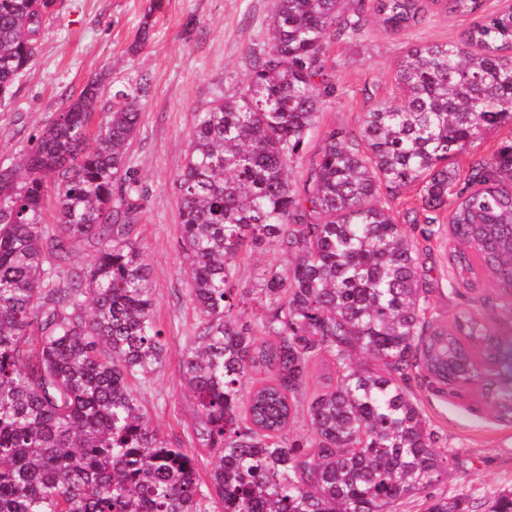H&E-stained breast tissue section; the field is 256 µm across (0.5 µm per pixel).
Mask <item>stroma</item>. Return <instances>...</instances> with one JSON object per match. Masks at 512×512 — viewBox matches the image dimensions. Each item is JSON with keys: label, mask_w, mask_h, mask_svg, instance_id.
I'll return each instance as SVG.
<instances>
[{"label": "stroma", "mask_w": 512, "mask_h": 512, "mask_svg": "<svg viewBox=\"0 0 512 512\" xmlns=\"http://www.w3.org/2000/svg\"><path fill=\"white\" fill-rule=\"evenodd\" d=\"M55 8L33 65L0 104V168L12 165L55 118L62 91H80L91 78L108 74L98 105L105 112L116 92L147 78L139 99L141 122L128 151V186L141 204L131 237L149 264L155 319L166 350L155 371L132 382L131 390L151 423L195 454L205 484L215 458L196 438L197 407L183 385V359L193 343L198 314L189 300L190 280L178 250L175 181L197 111L241 87L252 54L267 48L275 0H57ZM473 21L470 15L434 9L407 31L392 33L371 20L354 39L332 42L327 66L337 93L292 165L294 187H301L329 131L358 129L365 112L391 99L395 68L411 47L456 39ZM421 230L418 224L407 227L433 314L446 320L470 310L501 325L512 323L500 309L506 292L499 284L484 280L470 290L453 281L447 224L434 225L428 238ZM286 264V255L277 248L256 250L241 260L234 283L239 291L253 290L265 269ZM408 389L434 434V447L458 454L434 494L464 495L465 512H485L489 492H512V423L501 420L473 390L457 397L415 376Z\"/></svg>", "instance_id": "obj_1"}]
</instances>
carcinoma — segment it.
I'll list each match as a JSON object with an SVG mask.
<instances>
[{
	"instance_id": "cac0c4a2",
	"label": "carcinoma",
	"mask_w": 512,
	"mask_h": 512,
	"mask_svg": "<svg viewBox=\"0 0 512 512\" xmlns=\"http://www.w3.org/2000/svg\"><path fill=\"white\" fill-rule=\"evenodd\" d=\"M55 2L0 0V100L34 60ZM484 4L276 0L268 49L245 85L197 113L175 181L199 316L183 377L197 439L218 452L210 489L220 512H390L418 496L427 512H464L430 492L454 454L432 447L405 383L413 371L443 392L479 379L462 338L490 341L496 329L471 311L450 324L429 315L394 205L418 186L412 222L448 211L454 280L473 288L482 272L512 287V141L455 192L460 172L448 164L485 130L512 124V7L484 15ZM433 7L479 21L458 40L413 47L397 65L399 103L365 113L356 134L330 131L293 189L294 159L336 95L331 39L354 38L369 16L408 30ZM105 84L68 95L0 168V512H204L196 456L161 437L128 387L165 351L146 257L130 237L139 197L128 190L112 208L148 82L115 96L92 134ZM85 245L98 248L95 261L72 262ZM267 246L291 261L265 270L259 297L235 292L236 260ZM318 361L330 384L309 396ZM251 374L266 379L249 387ZM488 400L512 421V391Z\"/></svg>"
}]
</instances>
